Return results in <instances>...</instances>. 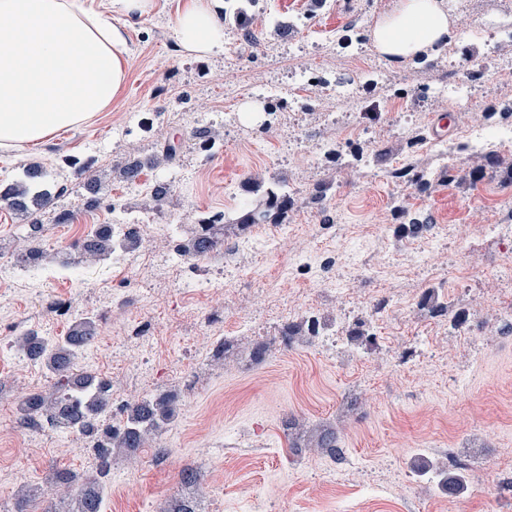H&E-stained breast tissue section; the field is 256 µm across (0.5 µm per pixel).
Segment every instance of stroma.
<instances>
[{"instance_id": "35a3bbf8", "label": "stroma", "mask_w": 512, "mask_h": 512, "mask_svg": "<svg viewBox=\"0 0 512 512\" xmlns=\"http://www.w3.org/2000/svg\"><path fill=\"white\" fill-rule=\"evenodd\" d=\"M458 36L425 61L384 62L386 80L372 83L362 68L375 58L371 33L376 19L395 0H260L252 28L256 46L245 45L225 18L224 47L211 57L181 54L174 32L179 0H162L154 15L128 29L130 67L123 90L104 112L63 130L51 141L0 149V191L23 177L32 162L48 169L49 185L68 186L56 210L63 224H45L48 253L73 250L87 226L108 224L112 213L87 206L83 181L109 171L135 151L145 158L162 136L175 132L184 145L174 166L145 171L144 182H171L159 224H191L203 214L237 215L253 200L247 177L254 172L286 179L294 207L290 240L266 255L238 251L239 241L271 225L251 226L224 242L229 266L220 288L188 287V267L167 258L168 242L146 239L143 250L156 260L146 268L74 265L61 276L56 262L35 299L21 285L0 278L12 334L29 329L60 336L74 318L97 317V337L78 359V371L111 379L125 399L170 394L177 413L150 448L134 456L116 454L107 480L103 512H161L182 500L196 512H512V334L493 328L495 311L512 301V279L503 275L501 240L472 234L489 212L512 213V143L498 146L495 171L479 159L455 155L449 178L424 188L395 181L400 163L431 169L429 143H450L454 134L432 130L448 115L438 87L459 96L478 94L486 108L462 112L459 124L485 123L499 100L512 99V79L471 86L473 62L512 61V44L489 40L497 17L512 12V0H443ZM291 22L275 33L273 20ZM335 73L350 91L340 100L327 90H309L312 74ZM296 86L295 97L285 89ZM252 102L255 124L225 126L224 147L213 157L194 145L195 130L223 123L226 113ZM335 139L366 154L367 164L320 152ZM76 158L84 172L66 169ZM336 183L323 199L317 184ZM419 203L430 236L453 229L446 245L419 267L401 248L407 224L400 208ZM332 224L331 249L350 245L357 266H343L333 283L314 277L292 279V258L320 248L317 227ZM391 267H384L385 251ZM471 267L465 282L453 280L455 263ZM138 289L113 310L116 282ZM437 290L450 315L435 317L425 297ZM278 293L287 313L270 310ZM70 316L59 315L56 302ZM336 323L362 319L378 325L373 342L340 336L333 350L316 339L284 344L281 328L302 320L306 307ZM253 325L248 334L240 320ZM130 321H149L155 334L143 345L126 335ZM469 340H462L460 330ZM268 343L262 359L254 343ZM223 357H216L218 344ZM467 380L456 386L452 375ZM41 366L20 360L9 341L0 342V512H11L21 486L36 492L32 512L58 510L49 497L54 471L94 475L95 440L75 433L48 435L21 426L18 399L51 390ZM336 436L335 450L319 448L321 434ZM168 453L160 463L157 449ZM427 460L429 474L418 472ZM462 465L460 489L444 484L450 462ZM191 469L198 481L184 484Z\"/></svg>"}]
</instances>
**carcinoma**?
I'll return each instance as SVG.
<instances>
[{"mask_svg": "<svg viewBox=\"0 0 512 512\" xmlns=\"http://www.w3.org/2000/svg\"><path fill=\"white\" fill-rule=\"evenodd\" d=\"M257 0H245L234 12L235 30L247 31L251 27L249 11ZM201 139L199 149L212 155L224 145L222 132L205 127L196 132ZM178 151L164 141L153 155L145 158H126L112 165V173L128 185L140 183L144 169H168L176 160ZM46 177L44 168L31 163L24 172V180L0 193V200L22 214L32 227V233L20 239L17 262L21 267L37 266L48 257L38 233L41 232V214L54 208L55 200L67 187L53 193L41 188ZM251 191L259 200L237 218L200 220L182 229L179 238L181 255L188 259L207 258L224 248V237L252 224H276L288 213L293 199L287 185L274 180L266 182L259 173L247 178ZM170 184L159 182L145 197V206L161 212L167 203ZM137 236L120 238L113 234L112 225L102 224L81 245V261L89 265H104L112 260V252L120 249L133 252L140 247ZM96 338L95 320L84 316L75 321L63 336H42L32 330L25 331L11 342L16 354L41 365L54 378L50 392L34 391L25 394L18 404L23 423L36 425L37 418L54 415L61 424L83 436L97 438L96 474L80 479L68 470L54 473L55 492L70 496L67 512H102L104 478L112 469V451L124 450L131 454L139 448L152 446L156 435L175 417V400L169 395L142 397L126 403L121 409L122 425L118 429L101 430V421L111 408L109 395L104 391V378L76 372L75 365L83 349Z\"/></svg>", "mask_w": 512, "mask_h": 512, "instance_id": "cac0c4a2", "label": "carcinoma"}]
</instances>
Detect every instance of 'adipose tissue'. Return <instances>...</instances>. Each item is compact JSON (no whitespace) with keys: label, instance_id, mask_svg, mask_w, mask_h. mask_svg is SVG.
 <instances>
[{"label":"adipose tissue","instance_id":"1","mask_svg":"<svg viewBox=\"0 0 512 512\" xmlns=\"http://www.w3.org/2000/svg\"><path fill=\"white\" fill-rule=\"evenodd\" d=\"M157 0H0V148L50 141L111 105L126 80L127 20ZM174 25L185 54L224 45V0H184ZM455 23L442 0H398L372 31L375 49L400 62L436 49Z\"/></svg>","mask_w":512,"mask_h":512}]
</instances>
